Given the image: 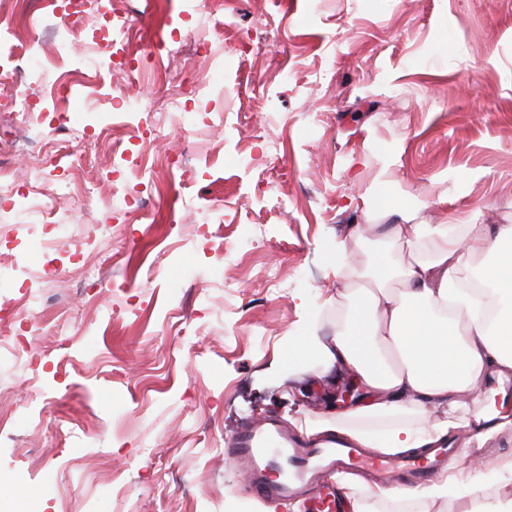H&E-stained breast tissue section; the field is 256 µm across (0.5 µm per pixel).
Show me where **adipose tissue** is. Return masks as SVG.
I'll use <instances>...</instances> for the list:
<instances>
[{
  "instance_id": "adipose-tissue-1",
  "label": "adipose tissue",
  "mask_w": 512,
  "mask_h": 512,
  "mask_svg": "<svg viewBox=\"0 0 512 512\" xmlns=\"http://www.w3.org/2000/svg\"><path fill=\"white\" fill-rule=\"evenodd\" d=\"M389 249L379 271H361L355 253L339 246L337 273L357 272L360 286L336 334L324 343L297 337L289 364L317 352L326 365L356 381L365 397L356 415L391 416L405 409H442L448 418L419 429L407 423L381 433L351 432L353 444L382 452L450 444L461 428L488 438L512 427V412L489 400L488 378H512V224H419L411 219L387 225ZM482 247L481 265L466 257ZM465 484L439 476L423 488L392 485L380 498L417 504L430 512L440 500H458L462 512H512L488 493L485 461Z\"/></svg>"
}]
</instances>
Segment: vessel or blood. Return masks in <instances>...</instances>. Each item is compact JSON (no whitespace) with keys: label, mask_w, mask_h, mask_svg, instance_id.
<instances>
[{"label":"vessel or blood","mask_w":512,"mask_h":512,"mask_svg":"<svg viewBox=\"0 0 512 512\" xmlns=\"http://www.w3.org/2000/svg\"><path fill=\"white\" fill-rule=\"evenodd\" d=\"M224 454L245 465L246 486L256 498L291 500L302 512H345L340 489L325 479L330 471H360L380 486L404 478L423 483L434 472L462 460L465 449L457 444L422 456L375 455L338 437L311 442L291 436L271 422L263 428H243Z\"/></svg>","instance_id":"b4317fda"}]
</instances>
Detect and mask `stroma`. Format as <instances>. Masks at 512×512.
<instances>
[{
	"label": "stroma",
	"instance_id": "35a3bbf8",
	"mask_svg": "<svg viewBox=\"0 0 512 512\" xmlns=\"http://www.w3.org/2000/svg\"><path fill=\"white\" fill-rule=\"evenodd\" d=\"M127 5L136 27L112 82L169 138L125 174L141 211L113 193L109 148L68 170L92 195L54 208L70 228L54 262L39 223L0 216L18 240L0 246L16 275L0 309L23 305L17 278L52 267L24 364L0 360V512H299L251 497L225 459L243 421L344 435L447 418L345 415L335 370L289 367L288 350L335 336L355 283L337 277L335 246L367 253L394 206L430 224H512V0H187L191 33L160 60L165 0ZM189 77L201 91L187 114ZM143 118L114 113L113 139ZM168 189L173 228L157 211ZM459 437L472 452L459 479L472 459H512V429Z\"/></svg>",
	"mask_w": 512,
	"mask_h": 512
}]
</instances>
